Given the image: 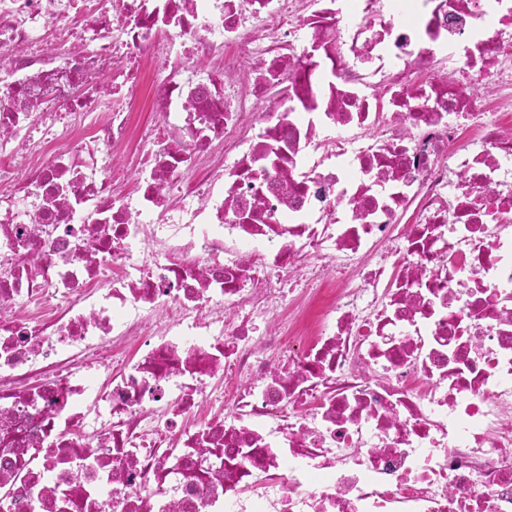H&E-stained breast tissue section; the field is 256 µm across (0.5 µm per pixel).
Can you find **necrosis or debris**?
I'll return each instance as SVG.
<instances>
[{
  "label": "necrosis or debris",
  "mask_w": 512,
  "mask_h": 512,
  "mask_svg": "<svg viewBox=\"0 0 512 512\" xmlns=\"http://www.w3.org/2000/svg\"><path fill=\"white\" fill-rule=\"evenodd\" d=\"M70 8L0 0V512H512V0ZM142 149V145L132 144L126 153L116 160L117 168L120 171H115L117 174L124 176L125 187L129 195H134L136 192L137 185L134 179V172Z\"/></svg>",
  "instance_id": "necrosis-or-debris-1"
}]
</instances>
